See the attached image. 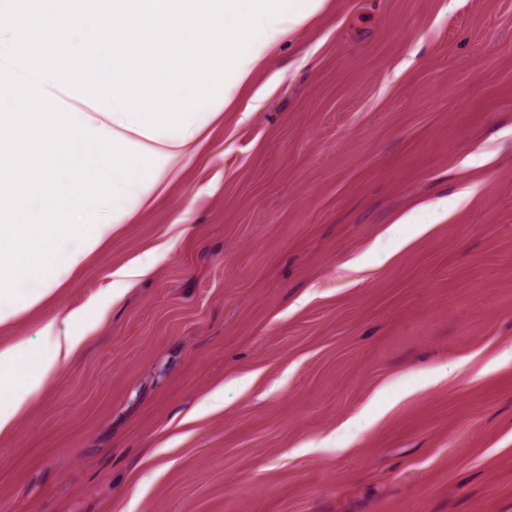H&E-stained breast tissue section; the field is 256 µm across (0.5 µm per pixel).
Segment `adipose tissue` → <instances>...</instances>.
Wrapping results in <instances>:
<instances>
[{
    "label": "adipose tissue",
    "instance_id": "adipose-tissue-1",
    "mask_svg": "<svg viewBox=\"0 0 512 512\" xmlns=\"http://www.w3.org/2000/svg\"><path fill=\"white\" fill-rule=\"evenodd\" d=\"M0 46V323L40 303L202 149L203 132L277 44L325 0H5ZM94 49L91 81L61 105L63 61ZM112 216L97 219L104 204ZM79 237L78 249L66 242ZM0 349V434L86 338Z\"/></svg>",
    "mask_w": 512,
    "mask_h": 512
}]
</instances>
